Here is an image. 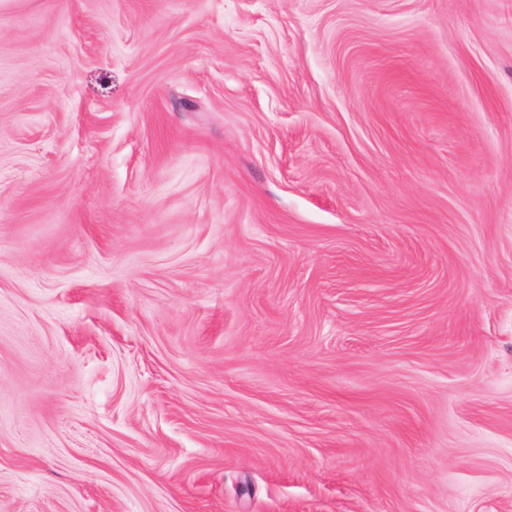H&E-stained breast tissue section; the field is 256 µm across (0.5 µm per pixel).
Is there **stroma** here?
Returning a JSON list of instances; mask_svg holds the SVG:
<instances>
[{"label": "stroma", "instance_id": "stroma-1", "mask_svg": "<svg viewBox=\"0 0 512 512\" xmlns=\"http://www.w3.org/2000/svg\"><path fill=\"white\" fill-rule=\"evenodd\" d=\"M0 512H512V0L1 9Z\"/></svg>", "mask_w": 512, "mask_h": 512}]
</instances>
